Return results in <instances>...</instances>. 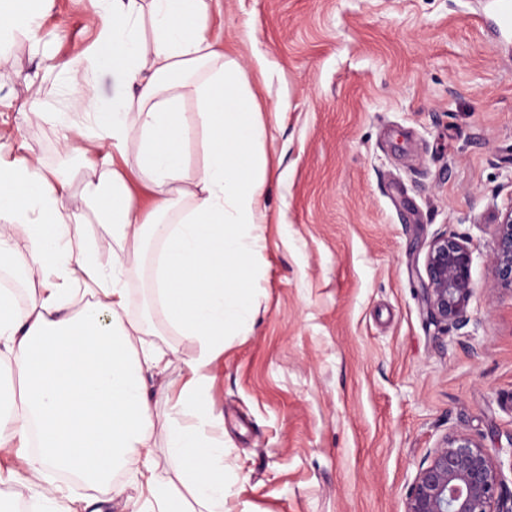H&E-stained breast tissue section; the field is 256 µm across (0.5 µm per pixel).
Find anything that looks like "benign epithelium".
I'll return each mask as SVG.
<instances>
[{
    "instance_id": "benign-epithelium-1",
    "label": "benign epithelium",
    "mask_w": 512,
    "mask_h": 512,
    "mask_svg": "<svg viewBox=\"0 0 512 512\" xmlns=\"http://www.w3.org/2000/svg\"><path fill=\"white\" fill-rule=\"evenodd\" d=\"M491 264L497 284L512 289V208L499 214ZM472 254L456 237L432 241L426 255V303L431 319L467 321L473 294ZM405 512H512V491L500 465L474 439L445 437L430 462L419 467Z\"/></svg>"
}]
</instances>
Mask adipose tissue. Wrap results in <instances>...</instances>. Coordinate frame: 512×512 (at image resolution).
I'll use <instances>...</instances> for the list:
<instances>
[{
	"mask_svg": "<svg viewBox=\"0 0 512 512\" xmlns=\"http://www.w3.org/2000/svg\"><path fill=\"white\" fill-rule=\"evenodd\" d=\"M52 0H0V36L26 33ZM94 68L119 72L129 91L111 106L84 96L98 122L100 148L126 157L136 144L137 169L90 175L79 203L66 200L67 178L39 159L0 162V269L23 259L39 273L25 312L0 291V358L21 380L8 415H0V454H16L28 483L46 472L109 485L120 469L145 474L159 512H224L226 450L201 427L171 420L168 467L155 459L154 418L146 378L182 360L191 377L180 411L198 407L202 367L229 334L253 324L252 280L265 223L269 172L266 128L257 97L237 59L219 53L208 24V0H105ZM152 38H145L144 27ZM196 102L186 112L185 98ZM201 131L205 158L189 169L182 144ZM143 181L154 201L141 213L130 186ZM96 206L112 251L104 269L72 226L79 205ZM158 239L150 294L194 355L146 345L148 321L128 316L127 279Z\"/></svg>",
	"mask_w": 512,
	"mask_h": 512,
	"instance_id": "1",
	"label": "adipose tissue"
}]
</instances>
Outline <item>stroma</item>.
Masks as SVG:
<instances>
[{
	"instance_id": "1",
	"label": "stroma",
	"mask_w": 512,
	"mask_h": 512,
	"mask_svg": "<svg viewBox=\"0 0 512 512\" xmlns=\"http://www.w3.org/2000/svg\"><path fill=\"white\" fill-rule=\"evenodd\" d=\"M209 24L259 89L270 180L250 333L229 336L206 368V436L233 468L226 512H404L423 461L464 433L512 488V291L490 258L512 208V27L493 0H219ZM98 24L89 0H53L24 36L0 46V157H36L80 196L103 166L89 88L124 93L80 50ZM65 113L75 152L64 153ZM472 252L468 322L427 313L431 242ZM158 245L129 279L148 343L196 353L149 295ZM188 376L174 362L150 379L154 451ZM57 508L127 512L144 478L120 471L89 488L64 475Z\"/></svg>"
}]
</instances>
